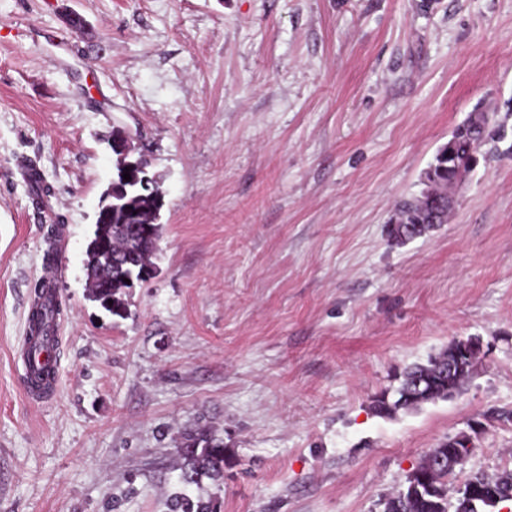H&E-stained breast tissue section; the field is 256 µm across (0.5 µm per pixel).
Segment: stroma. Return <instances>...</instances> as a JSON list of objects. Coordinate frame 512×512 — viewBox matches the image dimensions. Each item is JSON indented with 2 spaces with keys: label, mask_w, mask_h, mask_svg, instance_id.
<instances>
[{
  "label": "stroma",
  "mask_w": 512,
  "mask_h": 512,
  "mask_svg": "<svg viewBox=\"0 0 512 512\" xmlns=\"http://www.w3.org/2000/svg\"><path fill=\"white\" fill-rule=\"evenodd\" d=\"M85 24L72 32L65 19ZM504 125L446 224L386 227L474 110ZM162 191L161 253L117 317L86 249L114 127ZM45 191L35 202L27 164ZM57 228L52 399L16 357ZM453 399L372 397L455 338ZM512 0H0V512H382L440 441L512 466ZM224 477L183 485L186 432Z\"/></svg>",
  "instance_id": "stroma-1"
}]
</instances>
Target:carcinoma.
<instances>
[{"label": "carcinoma", "instance_id": "obj_1", "mask_svg": "<svg viewBox=\"0 0 512 512\" xmlns=\"http://www.w3.org/2000/svg\"><path fill=\"white\" fill-rule=\"evenodd\" d=\"M490 120L482 128L467 124L459 126L450 138V153L440 149L442 156L429 165L433 184L445 183L470 170L485 139ZM125 168L116 161V176L112 183L126 193L112 198V217H97L88 257L94 276L90 278L89 299L113 315L126 311L121 289L129 287L126 279L139 276L154 267L162 225L156 223L160 212L159 199L141 184L123 182ZM449 208L434 215L428 198L417 195L403 201L396 209V223L388 225L390 240L398 245L422 237L447 221ZM113 304H108V301ZM60 311L55 299L40 291L36 294L29 319L33 338L48 337L50 316ZM481 359L480 339H454L448 346L431 356L427 363L406 366L396 375L399 385L384 390L371 399L370 410L376 416L391 418L400 411L414 412L427 404L446 401L458 395L476 375ZM471 436L459 433L440 442L426 453L408 473L404 487L389 496L383 512H495L503 504L498 495L512 489V470L504 469L490 475L481 470L469 472L463 486L455 490L456 499L448 497V476L466 469L472 448ZM453 450L458 457L453 467H435L431 456ZM182 482L194 484L203 476L219 480L224 476V442L204 429L192 431L181 446ZM173 512H212L210 506L177 494L171 500Z\"/></svg>", "mask_w": 512, "mask_h": 512}]
</instances>
